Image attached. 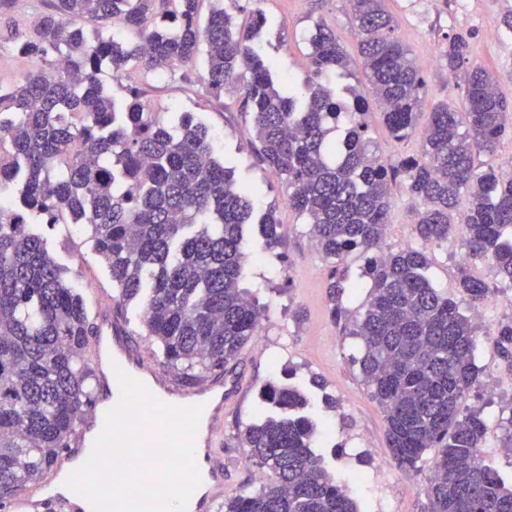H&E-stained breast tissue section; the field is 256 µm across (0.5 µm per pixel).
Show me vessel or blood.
<instances>
[{"label": "vessel or blood", "mask_w": 512, "mask_h": 512, "mask_svg": "<svg viewBox=\"0 0 512 512\" xmlns=\"http://www.w3.org/2000/svg\"><path fill=\"white\" fill-rule=\"evenodd\" d=\"M97 334L92 342V365L103 387L113 395L121 390L115 374L116 366L143 382L161 401L171 403L185 396V389L162 377L154 358L138 353L130 344L127 326L114 317L109 309L95 313ZM224 376L212 378L198 389L205 401L204 418L192 436L194 460L205 482L202 494L193 495L191 512H218L224 501ZM104 428V415L99 408L87 411L83 424L67 453L68 459L86 460L87 450ZM11 512H86L84 496L78 493L63 495L51 487L23 490L10 506Z\"/></svg>", "instance_id": "vessel-or-blood-1"}]
</instances>
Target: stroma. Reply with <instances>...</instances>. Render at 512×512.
Segmentation results:
<instances>
[{
	"label": "stroma",
	"mask_w": 512,
	"mask_h": 512,
	"mask_svg": "<svg viewBox=\"0 0 512 512\" xmlns=\"http://www.w3.org/2000/svg\"><path fill=\"white\" fill-rule=\"evenodd\" d=\"M48 2L26 0L24 6L0 11V85H12L36 68V61L18 53L11 34L27 31L30 19L44 11ZM456 2L386 0L396 23L395 33L410 48L425 79L423 111H430L440 100L458 105L464 100L463 73L449 74L439 60L447 36L458 32L470 34L474 62L494 76L500 95L512 103V32L499 26L502 14L512 8V0H467L462 10ZM256 11L267 19L257 36L258 43L275 58L278 72L290 74L297 83H304L310 73L308 41L316 23L335 29L348 53L356 51L349 0H238L237 22L248 24ZM490 28L497 29V38H487ZM186 70L194 76V83L184 82L176 73L158 79L137 67L128 68L119 82L107 70L101 78L116 96L128 85L147 86L152 108L162 119L191 113L209 129L217 155L235 157L236 181L260 186L261 192L254 200L256 213L273 211L280 224L282 244L274 255L263 250L258 225L246 229L243 285L259 299L265 313L258 330L262 341L242 350L237 365L241 386L229 392L224 411V468L229 495L258 489L257 468L248 460L237 435L254 421L263 385L284 380L290 373L295 382L310 389L324 423L326 462L346 480L359 512H425V487L436 454L428 452L413 471L394 462L382 414L369 396L357 363L363 342L349 333L350 320L360 312L371 286L370 280L361 275L364 257L354 252L345 258L348 279L358 283L359 289L353 297L344 299V318L332 320L325 262L313 244L308 224L290 206L287 191L257 161L250 124L239 110V96L225 92L217 98L206 92L201 81L204 58H197ZM366 120L375 150L389 164L418 155L419 137L402 141L392 138L378 105L369 106ZM390 196L385 244L397 249L414 241V213L403 181L391 183ZM47 236L56 259L87 302L112 300L108 269L86 242L81 225L57 224ZM510 317V309L490 301L483 304L474 359L483 378L496 381L498 392L490 399L477 387L468 400L469 406L481 410L486 422L483 460L507 479L512 478V453L503 446L501 422L512 417V373L506 370L490 331L498 321Z\"/></svg>",
	"instance_id": "35a3bbf8"
}]
</instances>
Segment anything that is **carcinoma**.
I'll list each match as a JSON object with an SVG mask.
<instances>
[{"instance_id": "obj_1", "label": "carcinoma", "mask_w": 512, "mask_h": 512, "mask_svg": "<svg viewBox=\"0 0 512 512\" xmlns=\"http://www.w3.org/2000/svg\"><path fill=\"white\" fill-rule=\"evenodd\" d=\"M199 2L52 0L32 34L14 37L41 66L0 86V193L9 195L0 206V505L43 479L95 400L87 347L97 327L40 225L84 226L118 306L139 304L147 335L184 378L226 369L257 336L262 306L241 287L253 190L234 181L233 160L216 157L208 128L189 113L174 128L141 88L118 100L100 80L103 69L118 80L132 64L172 73L203 52L206 90L239 94L258 161L310 225L329 267L331 316L342 317L343 295L354 287L340 265L353 251L365 257L371 290L349 333L363 341L360 372L394 462L415 470L439 449L427 512H512V483L477 463L486 426L467 405L480 369L477 330L460 303L474 310L498 285L512 287V177L477 161L512 132V112L472 61L471 34L446 37L440 51L448 72L465 70V106L439 102L420 126L425 80L384 0H352L360 86L342 84L351 60L328 26L309 39L304 84L277 83L253 43L265 16L255 11L242 26L223 0H212L202 27ZM74 18L110 22L138 41L112 34L91 42ZM328 74L336 86L323 83ZM371 100L394 139L419 136L420 156L392 166L371 149L363 120ZM343 116L348 128L334 139ZM398 177L416 211L417 245L386 250L389 182ZM259 224L263 249L275 251L273 213ZM446 246L467 256L459 303L427 276L428 250ZM475 261L488 264L492 281L470 273ZM492 336L512 370V318ZM259 396L260 416L239 440L270 479L225 499L224 512H358L314 447L323 425L305 389L269 381Z\"/></svg>"}]
</instances>
